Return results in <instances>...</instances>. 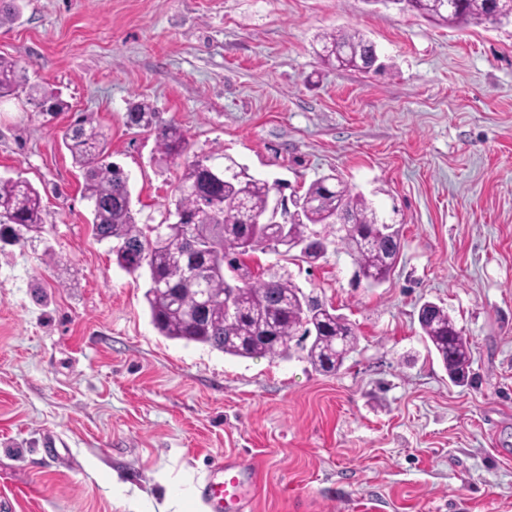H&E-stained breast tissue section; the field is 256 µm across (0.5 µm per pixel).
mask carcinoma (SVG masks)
Segmentation results:
<instances>
[{"label": "carcinoma", "instance_id": "cac0c4a2", "mask_svg": "<svg viewBox=\"0 0 512 512\" xmlns=\"http://www.w3.org/2000/svg\"><path fill=\"white\" fill-rule=\"evenodd\" d=\"M420 15L448 26L487 21H512V0H407ZM20 15L19 0H0V27ZM322 60L339 68L370 70L376 56L371 40L358 30L325 32L320 37ZM26 94L35 116L54 117L67 108L57 91L27 82L26 68L0 56V99ZM127 125L156 133V149L162 160L184 155L187 139L174 123L158 121L152 104L141 101L127 112ZM65 147L84 174L83 198L92 215V230L98 241L113 243L110 251L117 264L130 274L146 267L150 278L162 287L145 293L152 322L163 336L205 344L227 355L242 358H286L291 342L311 340L307 359L315 370L334 373L354 349L357 337L351 324L318 299L305 295L289 277L229 280L225 269L247 271L244 257L256 250L277 249L279 225L268 221L269 198L277 184L232 173L238 163L224 157L223 166L210 158L194 159L179 178L174 223L160 222L155 231L141 224L132 208L129 177L118 165L106 161L107 142L94 113H84L62 134ZM331 176L313 181L303 194L304 207L291 220L294 237L305 241L316 225H335L340 214L352 217L357 227L341 237L346 252L364 279L389 278L391 251L401 248L386 234V225L371 201L341 186L336 193ZM262 225L254 234L251 227ZM43 232L40 192L21 177H0V238L23 248L33 235ZM191 233L207 249L185 257L172 248L177 239ZM236 288L238 310L225 325L224 294ZM211 304L192 318L200 290ZM423 336L440 358L449 379L456 384L470 380L471 346L448 311L440 308L419 322Z\"/></svg>", "mask_w": 512, "mask_h": 512}]
</instances>
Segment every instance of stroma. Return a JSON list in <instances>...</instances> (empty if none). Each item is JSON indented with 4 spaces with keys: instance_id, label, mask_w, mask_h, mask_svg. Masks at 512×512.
<instances>
[{
    "instance_id": "obj_1",
    "label": "stroma",
    "mask_w": 512,
    "mask_h": 512,
    "mask_svg": "<svg viewBox=\"0 0 512 512\" xmlns=\"http://www.w3.org/2000/svg\"><path fill=\"white\" fill-rule=\"evenodd\" d=\"M334 29L364 33L381 70L323 64ZM0 56L70 105L46 121L0 102V176L44 204L41 237L0 249V501L160 512L172 486L174 512H200L212 463L233 457L261 473L247 512H512V23L447 27L395 0H21ZM144 99L185 130L182 159L127 126ZM86 112L140 222L164 220L185 162L210 156L292 193L337 175L399 229L375 287L332 227L319 265L248 260L352 324L336 373L297 347L240 358L157 331L148 276L94 238L60 138ZM427 301L470 339L468 386L421 336Z\"/></svg>"
}]
</instances>
